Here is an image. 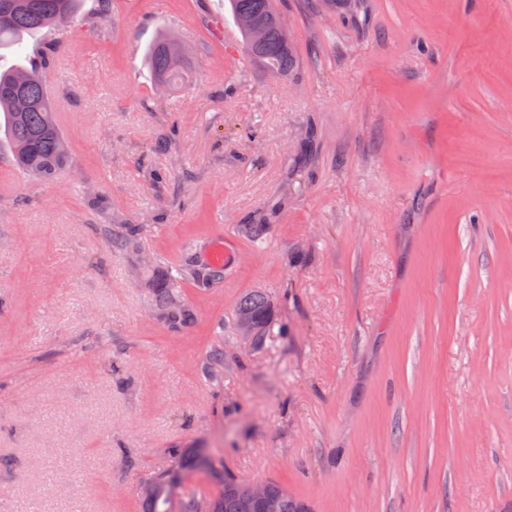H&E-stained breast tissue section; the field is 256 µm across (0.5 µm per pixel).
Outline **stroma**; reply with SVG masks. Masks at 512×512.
I'll use <instances>...</instances> for the list:
<instances>
[{"label":"stroma","mask_w":512,"mask_h":512,"mask_svg":"<svg viewBox=\"0 0 512 512\" xmlns=\"http://www.w3.org/2000/svg\"><path fill=\"white\" fill-rule=\"evenodd\" d=\"M94 6L48 75L73 167L31 181L0 147V512H141L176 444L310 512H512V0H281L279 78L234 67L224 0ZM163 30L193 67L159 96ZM91 191L165 265L198 233L223 246L194 328L152 314ZM256 289L266 339L225 335L209 386L210 328Z\"/></svg>","instance_id":"stroma-1"}]
</instances>
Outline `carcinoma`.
Returning a JSON list of instances; mask_svg holds the SVG:
<instances>
[{"label": "carcinoma", "instance_id": "obj_1", "mask_svg": "<svg viewBox=\"0 0 512 512\" xmlns=\"http://www.w3.org/2000/svg\"><path fill=\"white\" fill-rule=\"evenodd\" d=\"M81 5L82 0H0V49L12 46L25 33L44 28L68 32L80 16ZM227 7L237 23L243 53L250 64L274 77H284L297 68V53L288 41L277 0H227ZM248 23L263 31L256 47L250 43ZM53 46L52 42L36 48L29 65L0 73V132L14 164L29 178L39 181L55 180L73 163L57 120L56 102L43 80ZM146 64L153 82L170 91L182 86L189 68L181 45L167 34L158 35L149 46ZM151 228L150 224H133L114 215L103 232L113 254L138 256ZM208 247L209 242L199 237L184 248L176 265L161 270L154 256L146 268L145 287L152 311L172 332L195 323L187 289L206 294L224 284V261L208 256ZM271 312L263 292L249 293L236 305L235 327L248 324L253 329V345L258 346L268 331ZM212 335L215 341L205 350L201 373L209 384L219 387L224 382V321L213 326ZM171 454L178 458L179 469L155 473L143 482V512H301V500L273 479L266 480L267 501L260 505L251 495L250 483L224 471V465L178 445ZM194 470L204 471L205 487L190 486L189 477ZM172 482L178 484L174 500L169 497Z\"/></svg>", "mask_w": 512, "mask_h": 512}]
</instances>
